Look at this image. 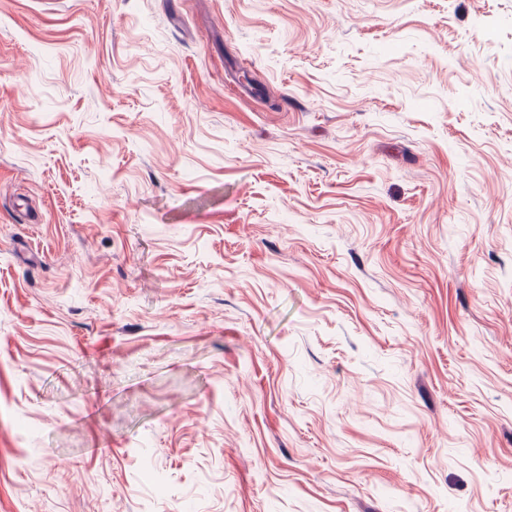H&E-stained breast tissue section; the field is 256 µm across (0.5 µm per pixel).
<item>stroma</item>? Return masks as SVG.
<instances>
[{
    "label": "stroma",
    "mask_w": 512,
    "mask_h": 512,
    "mask_svg": "<svg viewBox=\"0 0 512 512\" xmlns=\"http://www.w3.org/2000/svg\"><path fill=\"white\" fill-rule=\"evenodd\" d=\"M0 512H512V0H0Z\"/></svg>",
    "instance_id": "35a3bbf8"
}]
</instances>
